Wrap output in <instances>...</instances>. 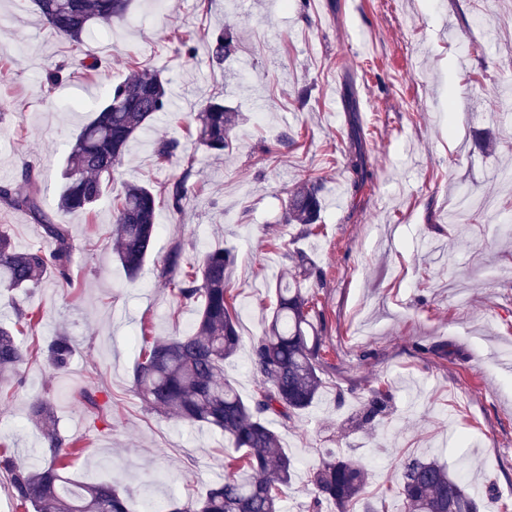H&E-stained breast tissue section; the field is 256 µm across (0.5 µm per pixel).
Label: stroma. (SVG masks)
Listing matches in <instances>:
<instances>
[{"label": "stroma", "instance_id": "obj_1", "mask_svg": "<svg viewBox=\"0 0 512 512\" xmlns=\"http://www.w3.org/2000/svg\"><path fill=\"white\" fill-rule=\"evenodd\" d=\"M222 27L239 47L216 63L199 36ZM176 32L197 36L194 56ZM84 42L71 53L33 0H0V185L33 167L55 206L71 141L130 61L168 79L172 107L131 143L92 212L62 215L76 245L72 284L0 290V320L17 303L44 314L25 346L63 330L75 347L64 371L39 357L20 366L23 388L0 400V449L44 459L27 411L47 392L61 435L81 440L72 483L111 481L131 512L181 506L223 483L234 453L223 433L147 410L134 392L143 337L180 336L197 320L159 271L179 242L187 262L214 248L233 255L243 346L224 374L248 399L259 385L251 343L297 248L321 271L300 286L322 338L323 385L309 408L273 423L295 464L284 512H308L310 471L329 451L368 472L351 512H404L395 489L412 457L463 475L480 512H512V0H133L125 22L93 24ZM87 55L100 62L95 75L46 87L56 61ZM215 97L242 115L219 157L189 134ZM284 132L295 145L279 143ZM158 136L179 139L183 153L159 164ZM356 149L370 172L358 190L346 169ZM189 164L183 212L159 206L154 249L129 281L109 236L114 198L128 183L161 187ZM311 178L323 182L322 228L304 236L285 223V200ZM0 229L21 251L45 243L19 210L0 206ZM84 389L111 399L110 413L92 417L76 400ZM377 389L392 396L386 413L348 430Z\"/></svg>", "mask_w": 512, "mask_h": 512}]
</instances>
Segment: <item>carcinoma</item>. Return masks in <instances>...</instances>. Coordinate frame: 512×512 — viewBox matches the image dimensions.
Segmentation results:
<instances>
[{"mask_svg":"<svg viewBox=\"0 0 512 512\" xmlns=\"http://www.w3.org/2000/svg\"><path fill=\"white\" fill-rule=\"evenodd\" d=\"M45 23L64 37L74 51L80 50L83 34L93 23L110 24L127 17L131 0H34ZM218 63L236 48L232 28L203 35ZM67 62L47 70L45 81L54 86L74 76ZM168 81L157 71L134 65L131 76L111 85L105 103L75 137L62 171V188L56 209L46 207L39 174L27 166L21 170L22 186H0V202L25 212L41 226L49 247L15 249L11 237L0 231V288L33 290L48 276L71 283L75 252L62 213L92 209L112 185L116 167L130 142L147 131L161 112L170 111ZM239 112L212 101L196 115L195 140L215 155L232 149ZM180 142L159 137L154 142L157 160L167 161ZM347 167L354 188L366 177L361 153L349 154ZM193 164L182 175L164 185L160 193L140 184H127L113 205V227L118 259L129 278L136 279L153 249L158 229L157 204L161 201L176 213L184 210L193 185ZM322 211L321 186L315 180L288 193L285 223L298 224L301 233L313 232ZM182 247L172 248L160 277L177 301L199 306L193 331L184 336L164 337L153 342L134 370V387L146 407L172 415L190 424L201 423L224 432L231 447L241 452L229 456L225 467L232 476L211 487L205 496L175 512H282L283 488L294 470L292 458L281 448L268 418L290 421L310 407L320 393L322 344L312 319L310 300L302 289L277 283L276 306L262 335L251 345V363L261 384L248 400L224 378V364L242 343L237 314L232 312L231 289L226 275L233 257L222 248L206 252L198 265L181 262ZM289 259L304 279L318 278L320 270L302 251ZM41 313L17 307L15 324L0 321V378L17 380L19 366L33 354L18 338L16 326H32ZM53 371L71 363L70 337L58 334L43 351ZM79 402L97 413H107L109 402L100 403L91 391L79 393ZM387 409L386 396L377 393L352 421L357 428L372 425ZM31 422L42 432L49 457L30 465L0 458V471L7 474L8 491L19 505L32 512H128L126 497L109 481L74 485L65 476L68 460L78 455L80 439L65 438L57 428L54 404L48 396L34 398L28 409ZM316 495L310 512H323L332 504L336 512H350L367 484V472L351 459L329 452L311 472ZM398 496L405 512H479L476 499L464 483L445 467L429 459L411 458L403 465Z\"/></svg>","mask_w":512,"mask_h":512,"instance_id":"carcinoma-1","label":"carcinoma"}]
</instances>
